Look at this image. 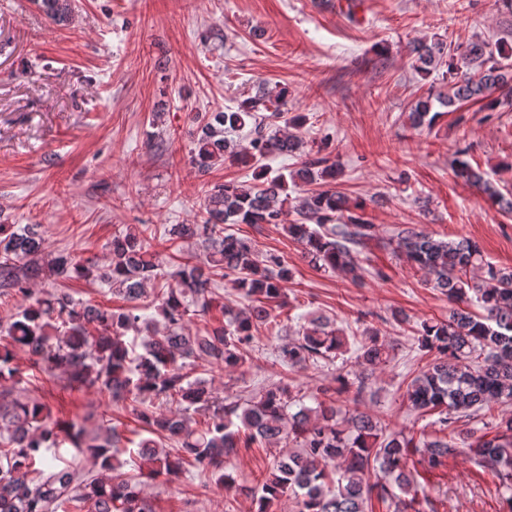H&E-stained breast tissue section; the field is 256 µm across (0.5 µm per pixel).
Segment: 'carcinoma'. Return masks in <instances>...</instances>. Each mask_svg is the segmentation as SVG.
Instances as JSON below:
<instances>
[{
    "mask_svg": "<svg viewBox=\"0 0 512 512\" xmlns=\"http://www.w3.org/2000/svg\"><path fill=\"white\" fill-rule=\"evenodd\" d=\"M40 2L53 21L69 19L72 0ZM444 50L440 40L413 45L415 69L431 73L442 63ZM505 88L512 93V45L472 42L459 61L448 60L446 91L420 97L409 120L414 127H430L442 109H459L471 101L495 111L506 101L494 93ZM287 94V88L266 81L235 108L195 116L194 166L204 172L217 163L249 165L253 182L209 189L201 223L172 224L165 230L177 261L172 272H161L157 256L134 233L113 237L100 265L70 252L47 250L41 224H0V298L12 294L21 300L0 337V379L15 377V350L22 349L45 370L66 375L70 387L97 389L115 403L130 404L146 432L134 441L123 438L115 426L90 431L82 422L53 418L43 401L0 391V512H156L146 484L121 472L122 453L139 459L150 481L178 475L190 460L228 489L234 485L228 462L256 442L278 450L268 475L247 489L256 512H274L286 494L296 498L297 512H369L374 498L391 501L394 512H411L417 499L406 495L419 484L415 464L429 471L463 453L493 471L502 495L512 502V417L496 423L489 439L483 435L460 446L455 437L456 424L479 423L480 412L491 404L512 400V270L485 261L481 247L470 238L446 241L406 227L387 242L457 304L448 320L420 323V345L436 356L405 391L412 411L432 417L433 436L391 431L365 412L344 414L330 386L317 388L323 399L312 408L287 386L228 402L213 396L204 380L191 377L200 359L228 372L244 368L251 360L255 333L271 323L273 306L286 304L284 286L293 277L287 262L275 255L259 260L253 243L224 233V225L280 224L315 266L341 271L354 281L363 276L362 249L378 239L363 203L334 189L341 170L329 155L307 148L296 134H270L257 122V112L272 109L285 125L303 126V115L290 116L281 109ZM250 123L249 146L242 148L227 138ZM273 154H295L299 167L272 177L261 161ZM454 170L493 204L512 212V197L501 194L465 152L457 155ZM290 185L297 192L293 198ZM290 210L296 214L292 221L287 220ZM191 239L207 251L205 264L195 263L193 255L176 246ZM47 274L99 278L130 306L115 312L58 290L38 295L31 284ZM165 276L168 281L155 297L158 318L140 313L138 301L147 287ZM224 277L233 278L243 302L235 308L220 306L224 320L219 324L201 333L185 331L190 307L200 315L209 313L217 279ZM473 299L482 312L464 308ZM346 346V337L328 317L313 315L279 357L299 371L336 358ZM389 351L379 341L378 329H366L356 356L363 369L356 375L357 390L366 383L364 371L385 363ZM160 399L176 404V411L157 412L155 401ZM192 411L205 415L196 428L190 424ZM483 428L489 429V423ZM155 434L175 441L179 453L173 457L160 450ZM291 442L299 450H288ZM85 457L99 476L80 470ZM372 470L381 474L373 483L367 478Z\"/></svg>",
    "mask_w": 512,
    "mask_h": 512,
    "instance_id": "carcinoma-1",
    "label": "carcinoma"
}]
</instances>
